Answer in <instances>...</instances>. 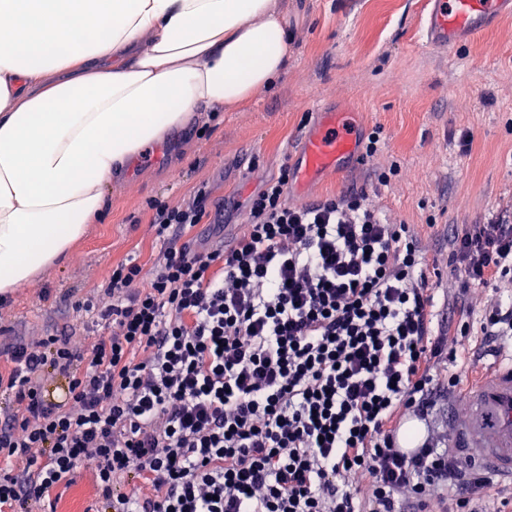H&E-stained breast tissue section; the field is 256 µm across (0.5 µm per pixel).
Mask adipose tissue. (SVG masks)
I'll return each instance as SVG.
<instances>
[{
    "mask_svg": "<svg viewBox=\"0 0 512 512\" xmlns=\"http://www.w3.org/2000/svg\"><path fill=\"white\" fill-rule=\"evenodd\" d=\"M287 65L272 0H0V296L64 262L169 128Z\"/></svg>",
    "mask_w": 512,
    "mask_h": 512,
    "instance_id": "obj_1",
    "label": "adipose tissue"
}]
</instances>
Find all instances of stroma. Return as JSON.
<instances>
[{"mask_svg":"<svg viewBox=\"0 0 512 512\" xmlns=\"http://www.w3.org/2000/svg\"><path fill=\"white\" fill-rule=\"evenodd\" d=\"M427 0H274L288 26V66L274 87L231 112L199 109L137 165L113 179L103 218L63 265L16 288L0 309V347L66 332L81 338L73 304L106 286L113 265L156 248L151 203L176 205L198 189L239 228L248 197L282 166H297L318 107L349 115L357 136L378 132L370 160L339 174L293 179L288 197L310 202L371 186L391 171L380 205L417 225L434 248L452 224H479L512 200V17L448 52L422 44ZM473 135L462 151L458 133ZM92 467L63 490L54 512H89Z\"/></svg>","mask_w":512,"mask_h":512,"instance_id":"obj_1","label":"stroma"}]
</instances>
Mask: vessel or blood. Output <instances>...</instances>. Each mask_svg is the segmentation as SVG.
Returning <instances> with one entry per match:
<instances>
[{
    "label": "vessel or blood",
    "instance_id": "obj_1",
    "mask_svg": "<svg viewBox=\"0 0 512 512\" xmlns=\"http://www.w3.org/2000/svg\"><path fill=\"white\" fill-rule=\"evenodd\" d=\"M512 15V0H428L424 35L427 45L453 49L478 34L486 23ZM356 146L354 132L327 113L305 144L304 175L337 172L338 160ZM465 413L448 416V452L464 466L512 482V347L502 352L465 394Z\"/></svg>",
    "mask_w": 512,
    "mask_h": 512
}]
</instances>
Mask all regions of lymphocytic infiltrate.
<instances>
[{
  "label": "lymphocytic infiltrate",
  "instance_id": "f902f5d3",
  "mask_svg": "<svg viewBox=\"0 0 512 512\" xmlns=\"http://www.w3.org/2000/svg\"><path fill=\"white\" fill-rule=\"evenodd\" d=\"M294 176L265 181L208 246L186 240L211 218L205 192L153 203L152 268L128 257L76 302L83 342L8 347L0 512H41L89 462L109 512H428L442 488L448 512H487L446 432L407 455L395 434L462 401L472 366L439 365L472 328L478 361L512 340V207L449 229L440 320L427 245L378 203L386 173L309 203L289 202Z\"/></svg>",
  "mask_w": 512,
  "mask_h": 512
}]
</instances>
